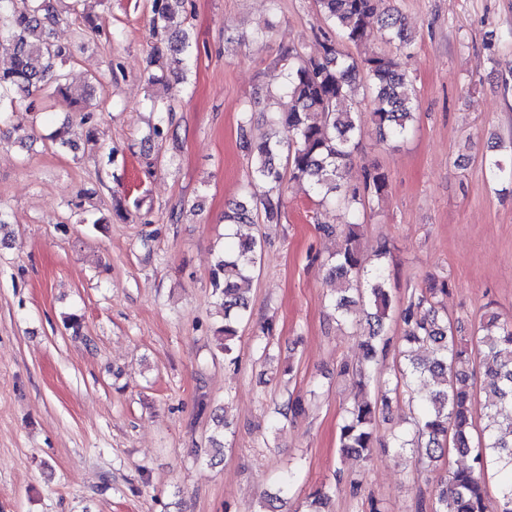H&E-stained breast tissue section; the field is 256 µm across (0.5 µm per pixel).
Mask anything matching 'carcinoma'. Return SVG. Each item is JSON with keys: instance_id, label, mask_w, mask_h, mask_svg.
<instances>
[{"instance_id": "cac0c4a2", "label": "carcinoma", "mask_w": 512, "mask_h": 512, "mask_svg": "<svg viewBox=\"0 0 512 512\" xmlns=\"http://www.w3.org/2000/svg\"><path fill=\"white\" fill-rule=\"evenodd\" d=\"M90 2L0 0V49L10 56V65L0 69L1 125L11 124L22 102L38 91L82 112L61 68L72 57L70 47L54 39L53 31L81 17L82 31L103 33L105 20L88 10ZM172 2L151 4L152 86L184 77L192 62L189 35L174 23ZM379 2L316 0L329 31L322 33L314 55L296 47L285 52L288 67L270 95L269 133L261 141L251 139L249 110L241 112L239 128L251 157L252 178L264 182L267 193L259 200L244 194L224 214V249L211 269L213 295L224 316L218 328L222 349L232 355L238 326L250 318L246 292L262 251L258 238L235 240L230 225L253 224L261 214L266 222L279 223L285 182L308 183L318 205L340 207L350 217L341 228L319 225L324 235L338 238L336 251L327 259L329 277L336 282L331 296L336 321L355 328L363 351L362 364L343 363L338 371L357 390L339 427L341 452L367 459L379 445L398 455L409 454L427 468L453 452L467 456L469 465L438 477L431 505L418 502V512H488L487 480L498 475L503 480L496 512H512V319L488 311L472 335H462L442 312L441 297L448 294L445 278L411 296L397 312L387 288V243L377 246L373 265L364 266L361 257L358 217L387 195L389 179L375 165L364 168L358 183L344 177L363 130L359 98L371 100V120L383 140L405 138L417 108L412 81L396 56L367 50L355 57L346 50L348 45L361 47L378 39L401 53L411 51L413 35L403 14L394 5L381 10ZM482 164L492 180H512V142L495 143ZM396 320L404 325V349L399 351L403 364L395 378L378 382L373 395L367 390L366 369L387 353L389 329ZM477 356L487 365L478 383L472 370ZM422 379L436 388L416 402L412 428L380 438L377 421L390 406L389 394L402 386L410 390ZM304 411L301 398L290 399L275 411L274 422Z\"/></svg>"}]
</instances>
